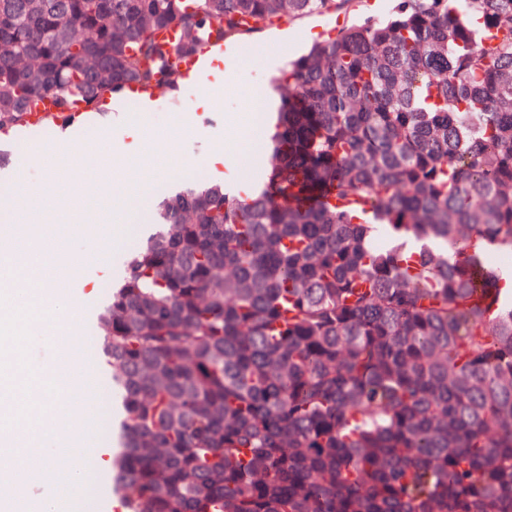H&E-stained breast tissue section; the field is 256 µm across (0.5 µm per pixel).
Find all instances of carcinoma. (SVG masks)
Returning <instances> with one entry per match:
<instances>
[{
    "label": "carcinoma",
    "instance_id": "1",
    "mask_svg": "<svg viewBox=\"0 0 512 512\" xmlns=\"http://www.w3.org/2000/svg\"><path fill=\"white\" fill-rule=\"evenodd\" d=\"M354 0H0V132ZM175 29L172 42L154 33ZM270 170L164 197L100 315L121 512H512V0H393L277 78ZM387 243L377 246L379 231Z\"/></svg>",
    "mask_w": 512,
    "mask_h": 512
}]
</instances>
